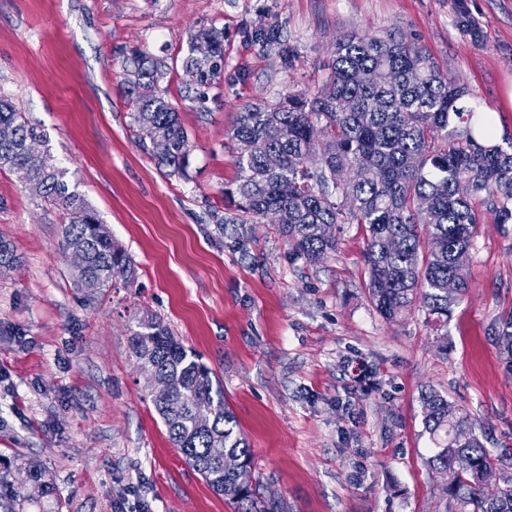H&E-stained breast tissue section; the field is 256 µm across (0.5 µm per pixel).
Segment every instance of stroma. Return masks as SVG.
Returning <instances> with one entry per match:
<instances>
[{
  "label": "stroma",
  "instance_id": "35a3bbf8",
  "mask_svg": "<svg viewBox=\"0 0 512 512\" xmlns=\"http://www.w3.org/2000/svg\"><path fill=\"white\" fill-rule=\"evenodd\" d=\"M224 31V74L207 87L183 59L202 27ZM278 28V44L254 38ZM393 30L466 84L496 138L512 136V0H0V93L38 127L71 190L132 258L128 288L74 287L57 209L0 171V236L22 258L0 276V478L43 463L57 500L16 512H235L173 447L130 349L136 317H160L224 387L254 456L260 493L284 512H447L424 459L421 392L466 411L512 476V224L481 225L469 290L437 323L389 321L371 303L367 232L295 259L277 225L231 224L232 137L246 105L320 84L338 37ZM141 49L192 145L186 177L155 166L121 91ZM225 227H218V219ZM367 376L354 383L349 365Z\"/></svg>",
  "mask_w": 512,
  "mask_h": 512
}]
</instances>
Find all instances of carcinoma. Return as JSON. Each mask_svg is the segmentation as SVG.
Listing matches in <instances>:
<instances>
[{
	"mask_svg": "<svg viewBox=\"0 0 512 512\" xmlns=\"http://www.w3.org/2000/svg\"><path fill=\"white\" fill-rule=\"evenodd\" d=\"M184 66L197 72L202 87L221 78L224 32L197 30ZM327 69L317 91H293L239 113L232 137L247 150L236 158V187L224 196L244 218H222L219 225L256 223L274 213L290 252L316 264L337 250L328 226L361 224L368 294L379 313L394 320L418 304L446 322L469 288L465 261L478 226L489 218L512 224V138L502 145L481 142L492 138L493 125L467 86L401 34L348 32L336 40ZM166 77L161 60L136 52L122 92L150 157L168 175L184 177L191 145L160 89ZM31 140L42 142L43 134L0 95V170L26 168ZM270 153L280 156L279 168L266 165ZM66 175L47 153L30 179L36 195L63 215L62 253L75 249L86 256L74 281L90 292L130 285L136 275L131 257L112 242L84 197L69 190ZM450 279L457 283L453 294ZM130 346L136 361L150 363L173 387L172 394L151 398L186 464L238 512H281L279 502L256 492L251 448L215 373L148 310L139 315ZM199 404L212 411L205 426L194 421ZM421 405L424 431L435 445L426 468L457 472L447 491L454 512H512V478L485 482L496 459L468 415L432 387ZM219 444L237 460L235 468L226 470L212 457L210 449ZM24 470L38 497H56L40 462Z\"/></svg>",
	"mask_w": 512,
	"mask_h": 512,
	"instance_id": "cac0c4a2",
	"label": "carcinoma"
}]
</instances>
